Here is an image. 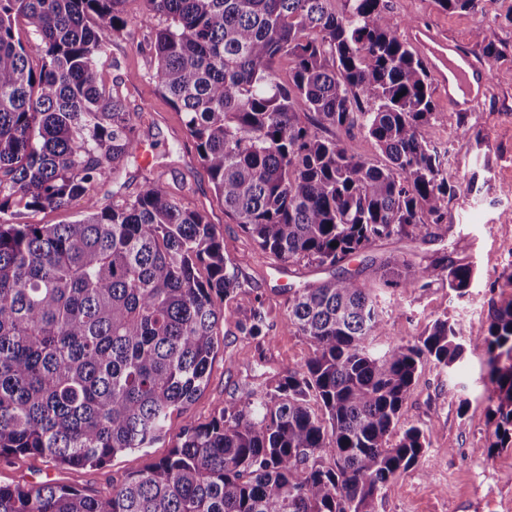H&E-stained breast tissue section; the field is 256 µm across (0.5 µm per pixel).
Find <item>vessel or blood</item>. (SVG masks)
I'll return each mask as SVG.
<instances>
[{"label":"vessel or blood","instance_id":"b4317fda","mask_svg":"<svg viewBox=\"0 0 512 512\" xmlns=\"http://www.w3.org/2000/svg\"><path fill=\"white\" fill-rule=\"evenodd\" d=\"M408 36L428 69L447 89L449 111H474L485 89V64L426 27H413Z\"/></svg>","mask_w":512,"mask_h":512}]
</instances>
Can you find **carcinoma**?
Instances as JSON below:
<instances>
[{
    "label": "carcinoma",
    "instance_id": "obj_1",
    "mask_svg": "<svg viewBox=\"0 0 512 512\" xmlns=\"http://www.w3.org/2000/svg\"><path fill=\"white\" fill-rule=\"evenodd\" d=\"M121 0H0V456L101 467L151 447L206 386L224 301L241 284L224 238L165 184L144 176L120 203L94 186L137 159L131 113L103 83ZM169 24L147 42L152 78L186 131L224 213L290 266L333 267L375 242L448 236L456 193L427 129L439 120L429 71L383 0H145ZM447 11L478 0H435ZM24 24L35 41L23 43ZM499 56L491 24L473 33ZM40 57L34 68L31 55ZM289 62L288 82L274 70ZM365 131L386 157L352 154L333 130ZM86 199L70 224L22 211ZM474 265L389 257V288L442 281L462 298ZM288 322L313 348L274 391L192 421L164 458L107 497L58 483L0 485V512H375L431 433L397 427L418 370H455L465 346L487 356L494 441L512 448V299L486 333L442 315L416 342L383 350V308L353 277L288 290ZM254 298L241 326L268 336ZM321 405L318 415L311 400ZM332 464H325V460Z\"/></svg>",
    "mask_w": 512,
    "mask_h": 512
}]
</instances>
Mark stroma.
<instances>
[{
    "label": "stroma",
    "instance_id": "1",
    "mask_svg": "<svg viewBox=\"0 0 512 512\" xmlns=\"http://www.w3.org/2000/svg\"><path fill=\"white\" fill-rule=\"evenodd\" d=\"M386 7L401 31L417 24L429 27L474 56L480 53L474 28L489 22L496 29L501 56L486 62L489 89L476 112L459 121L448 110L444 89H434L439 120L431 125L429 137L447 146L448 177L458 187L446 207L448 239L381 240L354 260L334 267L295 266L281 280L275 273L279 260L261 252L217 204L186 133L183 112L170 104L151 77L155 61L145 37L165 26V18L147 12L142 0H121L119 8L132 32L113 37L109 56L120 66H103L101 75L106 87H119L150 157L146 167L132 164L108 176L94 194L107 203L121 201L134 192L143 169H150L186 207L208 213L224 237V252L241 288L224 304L206 388L188 413L171 415L162 440L115 455L101 467L57 468L38 455L0 458V485L36 487L56 481L107 496L113 484L166 457L186 422L208 423L248 391L273 390L288 368L303 366L312 355L310 343L288 322L289 289L339 274L372 284L374 269L389 255L425 263L449 254L477 265L479 277L461 299L440 282L427 288H379L387 322L386 335L375 339L379 348L417 339L442 314L461 322L468 333L483 334L494 309L512 299V23L505 19L512 12V0H480L474 12H448L435 0H386ZM257 296L272 323L270 339L263 343L240 331L249 302ZM486 373V355L480 349H468L452 374L434 363L423 364L400 426L429 431L431 446L425 458L397 476L394 491L376 500L375 512H512V450L486 452L493 432L482 382Z\"/></svg>",
    "mask_w": 512,
    "mask_h": 512
}]
</instances>
